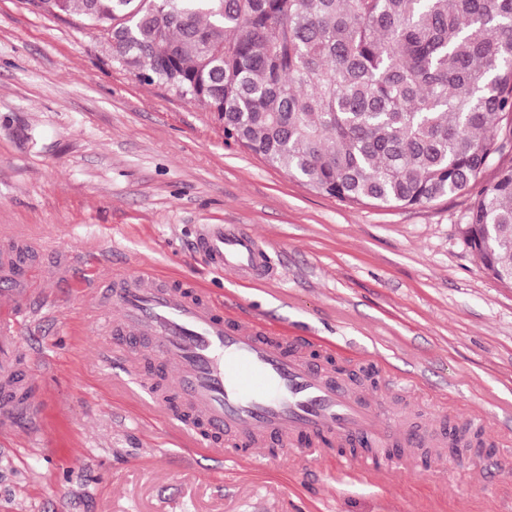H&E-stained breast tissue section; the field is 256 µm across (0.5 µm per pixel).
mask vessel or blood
<instances>
[{
	"mask_svg": "<svg viewBox=\"0 0 512 512\" xmlns=\"http://www.w3.org/2000/svg\"><path fill=\"white\" fill-rule=\"evenodd\" d=\"M197 248L216 271L263 279L273 270L267 251L235 224H208ZM27 291L0 289V435L35 425L32 402L40 377L27 362L21 322L44 296L40 273ZM90 300L107 295L117 316L111 331L152 343L158 360L177 374L170 389L135 377L136 394L149 412L164 415L186 447L223 458L225 438L255 450L268 438L314 457L323 448L357 438L383 446L396 438L394 415L359 398L351 384L332 379L305 353V342L234 309L197 287L164 284L152 271L117 274L106 289L88 286Z\"/></svg>",
	"mask_w": 512,
	"mask_h": 512,
	"instance_id": "vessel-or-blood-1",
	"label": "vessel or blood"
}]
</instances>
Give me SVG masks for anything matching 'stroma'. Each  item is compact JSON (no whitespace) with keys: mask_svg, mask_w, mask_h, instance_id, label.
I'll return each mask as SVG.
<instances>
[{"mask_svg":"<svg viewBox=\"0 0 512 512\" xmlns=\"http://www.w3.org/2000/svg\"><path fill=\"white\" fill-rule=\"evenodd\" d=\"M511 163L512 148L466 191L419 206L350 204L139 81L77 15L0 0V250L28 251L17 288L71 269L22 324L39 423L0 442V512H512V284L464 241L482 186ZM204 224L256 233L274 275L215 272L195 251ZM138 267L306 337L314 357L335 346L342 379L419 439L411 461L186 454L123 370L99 362L112 334L82 288ZM452 428L480 434L454 460Z\"/></svg>","mask_w":512,"mask_h":512,"instance_id":"35a3bbf8","label":"stroma"}]
</instances>
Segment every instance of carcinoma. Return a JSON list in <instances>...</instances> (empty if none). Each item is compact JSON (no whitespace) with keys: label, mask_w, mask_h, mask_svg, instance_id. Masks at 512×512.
<instances>
[{"label":"carcinoma","mask_w":512,"mask_h":512,"mask_svg":"<svg viewBox=\"0 0 512 512\" xmlns=\"http://www.w3.org/2000/svg\"><path fill=\"white\" fill-rule=\"evenodd\" d=\"M118 37L224 137L316 192L413 207L469 188L512 145V0H41ZM466 243L512 284V165Z\"/></svg>","instance_id":"cac0c4a2"}]
</instances>
